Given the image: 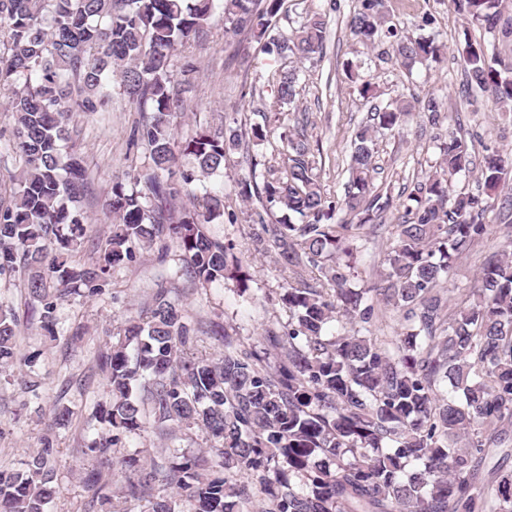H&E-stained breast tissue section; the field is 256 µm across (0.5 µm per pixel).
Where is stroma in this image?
I'll list each match as a JSON object with an SVG mask.
<instances>
[{"label": "stroma", "instance_id": "1", "mask_svg": "<svg viewBox=\"0 0 512 512\" xmlns=\"http://www.w3.org/2000/svg\"><path fill=\"white\" fill-rule=\"evenodd\" d=\"M356 5L357 0H286L287 12L279 21L283 31L298 27L308 13L321 10L327 14L329 36L322 55L301 62L291 58L273 61L248 34L225 32L224 10L216 8L200 42L178 49L173 58L175 76L190 80L180 93L184 110L177 119L179 135L199 126L220 128L231 121L249 128L271 103L280 72L295 71L299 94L293 104L281 105L279 122L291 125L308 118L310 144L325 159L321 187L328 196L339 197L348 181L347 161L355 131L369 120L374 106L393 99L405 101L413 111L408 122L399 131L375 138L378 170L374 183L389 186L394 215L403 213L409 203L403 192L409 173L417 168L429 171L439 157L434 130L424 114L430 96L441 98L446 110L455 114L454 131L467 140L475 158L512 146V123L502 118L497 105L485 96L465 95L468 73L459 53L469 39L496 43L501 54L511 56V43L496 41L493 34L468 22L457 12L454 0H386L390 21L410 35L434 39L443 47L438 64L408 71L394 64L390 44L370 47L353 39L347 21ZM349 63L361 79L373 84V97H362L357 85L347 79ZM108 93V112L77 117L83 130L80 153L93 175L92 193L81 207L95 237L107 229L101 203L111 192L113 180L131 166L141 165L147 156L145 145L132 140L139 112L124 98L118 82L110 83ZM271 150L267 143L243 141L223 174L202 185L192 184L182 201L190 203L192 197L207 191L223 196L237 220L211 225L210 230L234 241L248 276L243 288L231 281L209 293L190 295L189 309L203 320L218 322L272 363L280 352L269 346L264 334L270 327L286 331L291 320L280 300L286 282L273 256L249 252L251 206L236 193L238 181L247 177L252 162L262 160ZM143 256L142 265L116 269L113 288L103 294L74 295L61 302L54 339L41 329L37 303L22 282L0 276V302L13 305L20 340L27 351L37 353L35 370L42 379L41 397L36 400L10 373L0 374V470L19 469L42 448L46 433L54 432V481L60 493L50 512H111V497L124 480L121 470L106 468L101 490H94L89 483L86 447L106 434L94 417L97 405L107 399L95 358L126 317L147 306L165 273L152 251H144ZM57 405L69 407L73 417L68 426L53 430L50 414ZM204 449V438L198 433L189 440L162 442L146 432L126 437L123 451L138 454L148 467L182 454L198 455Z\"/></svg>", "mask_w": 512, "mask_h": 512}]
</instances>
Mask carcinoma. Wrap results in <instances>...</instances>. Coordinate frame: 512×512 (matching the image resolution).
<instances>
[{
    "label": "carcinoma",
    "instance_id": "cac0c4a2",
    "mask_svg": "<svg viewBox=\"0 0 512 512\" xmlns=\"http://www.w3.org/2000/svg\"><path fill=\"white\" fill-rule=\"evenodd\" d=\"M348 21L365 45L388 41L395 64L411 69L438 60L433 40L403 34L384 14V0H358ZM285 0H224L225 30L247 32L275 58H312L323 51L325 14L291 33L277 26ZM468 21L512 41V13L503 0H454ZM215 0H0V93L12 113L13 149L23 160L9 196L0 194V276L20 277L39 303L42 328L56 336L59 302L81 290L93 296L112 286V272L157 248L181 288L155 289L145 316H131L112 334L97 364L109 395L96 411L108 436L88 446L93 460L112 461L123 437L146 430L160 440L180 432L205 435L208 452L147 469L134 455L119 460L124 499L147 512H253L249 483L264 495L260 512H512V472L483 471L495 448L512 447V225L502 250L486 254L476 284L454 307L439 288L490 234L496 206L511 207L512 149L476 164L465 139L438 136L435 171L413 184V208L394 217L385 269L372 284L354 282V243L376 228L390 196L373 183L375 128L393 130L412 114L391 101L375 123L358 128L347 167V192L328 197L319 183L325 165L308 143L307 125L283 129L281 145L251 166L239 196H258L250 214L248 250L275 254L288 287L280 296L293 318L287 332L266 330L284 350L271 366L225 332L223 350L199 354L208 325L186 303L232 280L245 281L235 244L210 233L224 218V197L208 194L199 207L174 214L167 204L188 186L224 170L245 132L228 125L199 129L182 140L176 123L172 56L202 36ZM470 86L512 112V57L465 41ZM118 77L140 108L138 139L148 162L115 181L101 204L112 224L78 259L87 221L77 206L91 178L75 151L76 114L103 112L105 86ZM297 95L294 74L280 75L275 103ZM269 141L270 117L250 126ZM192 159L175 172L177 157ZM477 170V189L458 191L455 178ZM298 216L268 222L273 210ZM319 272L324 283L314 281ZM398 313L396 336L381 347L370 336L326 334L343 316L373 325V297ZM36 354L19 340L12 309L0 305V373L19 366L20 383L38 399ZM452 395L441 394L442 387ZM53 438L25 463L0 472V512H48L57 497Z\"/></svg>",
    "mask_w": 512,
    "mask_h": 512
}]
</instances>
